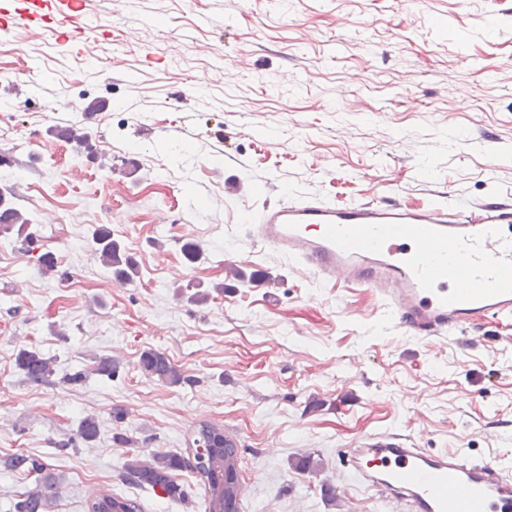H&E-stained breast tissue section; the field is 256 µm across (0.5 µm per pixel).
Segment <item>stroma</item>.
Wrapping results in <instances>:
<instances>
[{
    "label": "stroma",
    "mask_w": 512,
    "mask_h": 512,
    "mask_svg": "<svg viewBox=\"0 0 512 512\" xmlns=\"http://www.w3.org/2000/svg\"><path fill=\"white\" fill-rule=\"evenodd\" d=\"M85 10L91 55L51 29L0 32V193L56 260L44 272L0 237V462H44L60 483L51 512H88L101 493L141 512H205L195 473L177 476L184 503L123 477L132 458L190 452L202 422L238 445L240 512H399L338 469L370 432L512 467V318L430 345L397 329L371 291L302 277L246 230L283 199L436 207L512 196V0ZM339 13L348 29L335 28ZM238 53L253 54L250 71L209 81ZM450 74L460 95L446 90ZM70 98L108 109L90 120L66 111ZM64 127L77 140H61ZM101 225L138 265L127 287L94 253ZM230 264L252 285L228 276ZM31 346L53 362L48 382L16 365ZM147 349L187 383L145 376ZM106 356L119 365L111 379L95 371ZM78 371L84 380L68 382ZM89 415L100 431L85 445L75 436ZM305 456L314 468L302 472Z\"/></svg>",
    "instance_id": "1"
}]
</instances>
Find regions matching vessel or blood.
Instances as JSON below:
<instances>
[{"label":"vessel or blood","instance_id":"b4317fda","mask_svg":"<svg viewBox=\"0 0 512 512\" xmlns=\"http://www.w3.org/2000/svg\"><path fill=\"white\" fill-rule=\"evenodd\" d=\"M77 2L55 4L54 22L71 40L89 29ZM247 231L319 283L372 289L412 336L440 339L479 320L512 317V200L442 208L281 201ZM341 462L354 481L404 512H512V469L460 448L432 451L374 432L345 449Z\"/></svg>","mask_w":512,"mask_h":512}]
</instances>
